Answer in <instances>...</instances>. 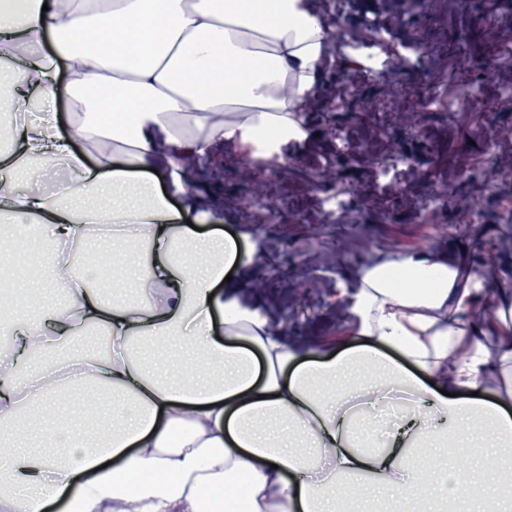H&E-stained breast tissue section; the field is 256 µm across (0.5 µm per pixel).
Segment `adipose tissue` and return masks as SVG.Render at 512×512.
<instances>
[{
  "mask_svg": "<svg viewBox=\"0 0 512 512\" xmlns=\"http://www.w3.org/2000/svg\"><path fill=\"white\" fill-rule=\"evenodd\" d=\"M309 0H0V58L18 61L0 146V243L27 275L43 239L63 300L37 282L0 310V512H351L378 490L391 512H499L512 446V289L455 257L399 254L359 271L353 335L305 351L247 306L243 259L223 228L182 224L163 179L184 191L188 161L218 141L285 164L298 114L326 60ZM68 97L69 133L52 109ZM32 156L53 160L57 193L22 194ZM112 235L149 268L151 304L110 302L64 246ZM490 311L488 322L475 309ZM223 323L224 336L212 334ZM104 326L109 357L81 352ZM180 351L169 373L133 344ZM72 355L26 373L28 356ZM492 390L493 399L483 396ZM53 407L51 448L24 449L33 399ZM401 403L383 443L359 444L371 408Z\"/></svg>",
  "mask_w": 512,
  "mask_h": 512,
  "instance_id": "adipose-tissue-1",
  "label": "adipose tissue"
}]
</instances>
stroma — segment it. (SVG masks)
<instances>
[{
  "label": "stroma",
  "mask_w": 512,
  "mask_h": 512,
  "mask_svg": "<svg viewBox=\"0 0 512 512\" xmlns=\"http://www.w3.org/2000/svg\"><path fill=\"white\" fill-rule=\"evenodd\" d=\"M327 31L365 32L370 13L385 34L381 45L353 49L328 42L326 64L307 112L326 114L307 138L288 148L279 166L243 167L244 150L214 146L192 168V191L210 202L211 223L231 232L251 301L268 310L276 330L318 347L350 339L352 326L336 306L338 284L398 251L442 254L464 249L469 271L489 284L512 285V0L486 10L482 0H312ZM390 70L350 92L348 78ZM490 105L460 104L463 78ZM405 104L371 121L379 101ZM433 97L431 107L416 95ZM350 135L339 153L333 131ZM400 162L381 174L377 159ZM350 186L357 206L337 223L295 222L281 197L299 196L314 210L320 173ZM447 186L445 209L417 212Z\"/></svg>",
  "instance_id": "stroma-1"
}]
</instances>
